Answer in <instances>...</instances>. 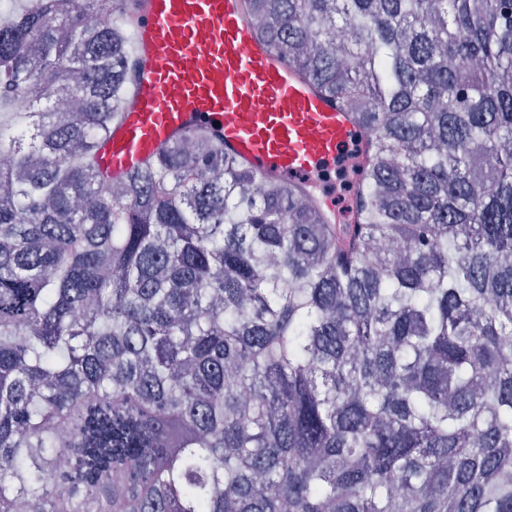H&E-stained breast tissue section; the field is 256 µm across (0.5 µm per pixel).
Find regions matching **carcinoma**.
I'll list each match as a JSON object with an SVG mask.
<instances>
[{"label": "carcinoma", "mask_w": 512, "mask_h": 512, "mask_svg": "<svg viewBox=\"0 0 512 512\" xmlns=\"http://www.w3.org/2000/svg\"><path fill=\"white\" fill-rule=\"evenodd\" d=\"M118 2L0 0V512H512V0H249L353 224L204 131L102 179Z\"/></svg>", "instance_id": "carcinoma-1"}]
</instances>
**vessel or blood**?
<instances>
[{"instance_id":"1","label":"vessel or blood","mask_w":512,"mask_h":512,"mask_svg":"<svg viewBox=\"0 0 512 512\" xmlns=\"http://www.w3.org/2000/svg\"><path fill=\"white\" fill-rule=\"evenodd\" d=\"M123 13L133 52L125 108L96 152L105 177L201 128L266 178L308 189L349 142L368 150L351 113L256 36L245 0H124Z\"/></svg>"}]
</instances>
